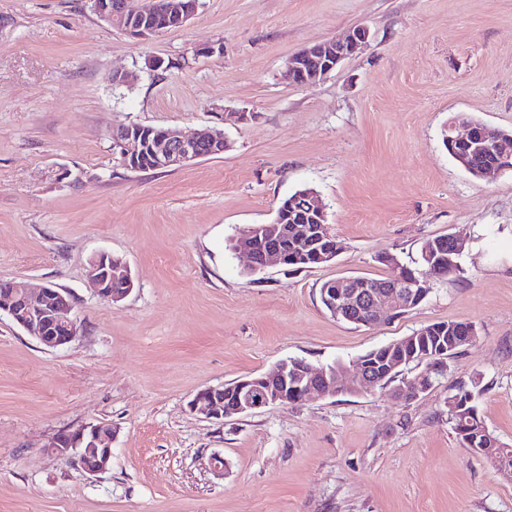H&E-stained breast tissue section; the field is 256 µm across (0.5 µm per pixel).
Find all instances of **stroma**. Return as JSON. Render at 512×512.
<instances>
[{
	"label": "stroma",
	"instance_id": "1",
	"mask_svg": "<svg viewBox=\"0 0 512 512\" xmlns=\"http://www.w3.org/2000/svg\"><path fill=\"white\" fill-rule=\"evenodd\" d=\"M355 27L366 46L316 86L284 78L289 56ZM455 113L512 131V0H201L145 41L91 0H0V281L69 292L80 326L49 349L0 318V512H512V478L448 417L466 387L512 445V170L461 168L442 142ZM128 124L213 127L228 148L130 171L111 140ZM302 188L342 253L247 272L234 239ZM448 234L465 240L462 270L431 276L414 309L357 327L323 307V282L387 276L384 256ZM101 251L131 269L121 301L90 280ZM451 320L477 339L412 400L378 389L224 420L189 408L280 361L352 368ZM99 422L115 431L107 472L51 453Z\"/></svg>",
	"mask_w": 512,
	"mask_h": 512
}]
</instances>
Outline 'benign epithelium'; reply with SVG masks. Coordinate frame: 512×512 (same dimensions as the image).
I'll use <instances>...</instances> for the list:
<instances>
[{"label": "benign epithelium", "instance_id": "obj_1", "mask_svg": "<svg viewBox=\"0 0 512 512\" xmlns=\"http://www.w3.org/2000/svg\"><path fill=\"white\" fill-rule=\"evenodd\" d=\"M92 3L102 20L118 22L127 34L140 40L165 30L164 26L156 24L157 15L162 13L172 26L181 27L197 10V0L187 3L181 0H92ZM368 36L366 29L356 27L342 40L325 41L302 49L286 61L288 80L296 85H315L341 61L355 55ZM137 129L134 124L123 125L111 133L112 150L125 165H132L141 149ZM443 133L448 143L457 147L455 161L470 174L482 176L490 171L512 169V153L504 151L495 155L490 149L493 128L474 119H450ZM206 146L217 154L223 152L224 133L204 129L193 136H183L172 131L167 139L152 145L151 151L158 168L177 169L207 157ZM300 198L299 202H291L288 222L296 225L295 232L308 239L322 261L330 262L339 255L342 246L326 244L330 235L325 206L314 193L302 194ZM281 224L283 218L278 214L273 222L254 226L240 238L238 251L248 256L249 269L257 271L272 262H280ZM263 236L271 244L260 252L256 241ZM89 275L99 296L112 302L122 300L134 287L127 263L106 252H99L90 259ZM114 280L122 281L123 287H112ZM321 300L333 316L351 317L367 326L385 323L395 313L403 314L415 306L414 293L403 280L370 289L360 276L344 277L339 287L322 289ZM72 311L70 294L60 288L47 286L34 292L21 282L0 288V315H7L47 348L63 347L77 338L80 328ZM343 373L344 367L340 364L315 367L304 360L286 359L269 374L236 381L231 386L232 400L228 403L224 399L225 386H211L200 390L189 407L208 419L244 415L269 405H286L291 396L300 402L312 394L319 397L334 394L336 379ZM378 387L379 376L362 364L346 392L362 393ZM52 451L72 452L75 465L91 476L104 473L112 463V425L101 422L62 432L55 438Z\"/></svg>", "mask_w": 512, "mask_h": 512}]
</instances>
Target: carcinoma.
<instances>
[{
  "mask_svg": "<svg viewBox=\"0 0 512 512\" xmlns=\"http://www.w3.org/2000/svg\"><path fill=\"white\" fill-rule=\"evenodd\" d=\"M280 243L284 266L298 270L319 264L318 257L309 250L306 241L289 234ZM450 249L448 237L437 236L422 243L418 259L414 261L416 267L405 266L393 257L385 258V262L393 266V275L419 280L421 291L427 294L430 283L423 276V271L427 269L426 256L441 260V273L444 275L460 271L459 256L450 254ZM471 326L473 323L466 321L431 323L413 332L409 340L392 341L369 351L358 358V361L376 371L389 365H428L443 348L448 349V354L451 355L470 345L468 336ZM448 415L463 446L473 450V454L486 459L498 470L512 473V448L505 447L485 426L469 389L461 386L448 398Z\"/></svg>",
  "mask_w": 512,
  "mask_h": 512,
  "instance_id": "obj_1",
  "label": "carcinoma"
}]
</instances>
